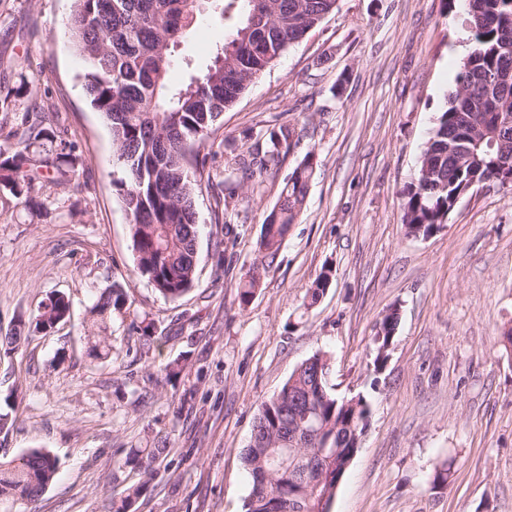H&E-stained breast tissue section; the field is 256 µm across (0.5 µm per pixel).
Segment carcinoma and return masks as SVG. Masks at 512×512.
I'll list each match as a JSON object with an SVG mask.
<instances>
[{
  "instance_id": "cac0c4a2",
  "label": "carcinoma",
  "mask_w": 512,
  "mask_h": 512,
  "mask_svg": "<svg viewBox=\"0 0 512 512\" xmlns=\"http://www.w3.org/2000/svg\"><path fill=\"white\" fill-rule=\"evenodd\" d=\"M240 3L243 22L227 42L216 47L206 70L175 87L170 80L174 48L193 31L197 17L225 19L228 6ZM338 0H73L69 33L84 63L83 89L112 134L117 185L129 214L132 249L138 273L166 299L177 300L195 281L197 222L195 198L204 188L224 187L215 197L217 210L229 206L244 181H259L297 146V124L270 129L263 143L233 155L224 165V180L213 183L198 148L217 129L224 111L289 48L337 8ZM466 25L472 50L462 59L455 90L449 95L415 180L403 190L402 224L409 235L425 236L448 219L453 196L472 182L504 183V162L512 158V83L478 85V78L512 76V0H468ZM13 142L0 145L4 182L31 187L24 169L26 153L36 144H59V157L75 168L71 144L53 121L25 116ZM308 153L282 186L266 216L256 265L269 268L290 227L306 205L313 174ZM329 279L320 274L304 306L323 296ZM128 293L114 284L97 296L99 315L127 308ZM70 316L62 293L35 316V328L47 329ZM397 310L380 323L374 366L385 359ZM24 322L3 337L15 349L29 337ZM330 358L317 352L298 364L281 390L265 401L255 418L244 462L252 484L246 512H329L336 494V471L355 448L367 424L368 403L362 396L344 399L330 385ZM296 410L309 412L307 425L322 432L319 447L288 443ZM165 445L132 448L124 465L143 471L145 481L127 489L114 512H129L147 489L152 464ZM58 460L34 448L0 461V499L32 503L53 482Z\"/></svg>"
}]
</instances>
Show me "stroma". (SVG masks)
<instances>
[{"instance_id": "obj_1", "label": "stroma", "mask_w": 512, "mask_h": 512, "mask_svg": "<svg viewBox=\"0 0 512 512\" xmlns=\"http://www.w3.org/2000/svg\"><path fill=\"white\" fill-rule=\"evenodd\" d=\"M72 0H0V129L31 104L54 115L79 158L59 178L54 151L27 195L0 184V336L63 293L70 316L0 350V459L44 448L59 464L34 503L0 500V512H112L137 483L124 463L156 433L168 449L130 512H244L250 478L241 453L261 404L318 351L330 355L337 395L370 404L360 448L330 512H512V187L474 189L447 224L410 236L401 224L411 182L471 49L466 0H339L317 29L291 45L224 114L200 148L223 170L226 149L301 120L299 143L261 184L238 189L231 221H214L210 191L197 198V274L182 298L164 299L134 273L128 216L113 175L111 132L87 101L83 63L68 38ZM201 16L173 54L172 78L197 70L240 24ZM314 170L304 212L249 304L239 284L257 257L266 215L306 153ZM222 243L223 261L214 257ZM321 302L303 298L322 270ZM121 284L126 312H91ZM398 308L388 358L375 368L374 336ZM154 325L144 340L140 322ZM112 346L106 358L88 339ZM181 373L166 378L164 365ZM448 483L432 488L436 467Z\"/></svg>"}]
</instances>
